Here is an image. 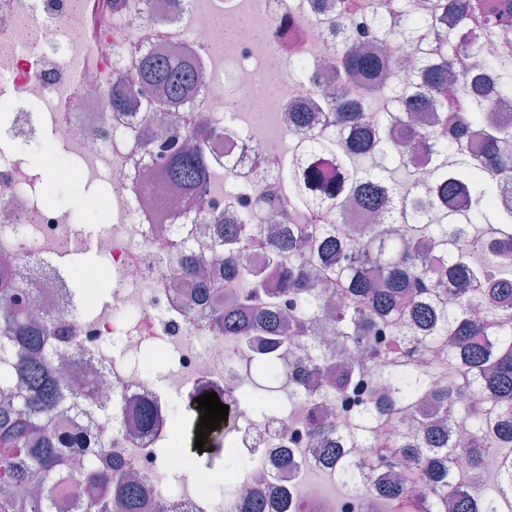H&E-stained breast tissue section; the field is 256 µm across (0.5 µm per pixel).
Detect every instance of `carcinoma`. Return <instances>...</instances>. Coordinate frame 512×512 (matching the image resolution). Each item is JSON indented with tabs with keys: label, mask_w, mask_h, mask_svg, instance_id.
Masks as SVG:
<instances>
[{
	"label": "carcinoma",
	"mask_w": 512,
	"mask_h": 512,
	"mask_svg": "<svg viewBox=\"0 0 512 512\" xmlns=\"http://www.w3.org/2000/svg\"><path fill=\"white\" fill-rule=\"evenodd\" d=\"M512 24V0H429L422 15L404 8L402 0H336V13L326 18L333 33L336 81L358 80L361 102L343 96L327 101L323 117L340 140H353V153L341 165L324 163L325 147L311 133L312 113L291 112L304 144L292 146L295 162L283 172L292 205L303 210L305 223L290 224L263 239L249 225L276 211L270 192L254 197L253 210L235 221L212 225L215 261L224 248L242 245L264 252L280 270L279 287L266 288L261 272L243 263L224 270V283L238 285L243 299L205 314L212 330H233L240 336H262L260 364L267 383L242 393L257 414L282 410L267 393L283 371L275 364L278 346L294 339L306 343L307 357L288 363V376L302 379L317 372L336 405L355 406L353 436L370 453L359 462L333 457L336 474L347 485L359 482L365 470L398 465L401 476L372 487L380 501L405 512H512V266H498L494 255L512 241V211L497 207L496 198L512 190V155L500 146L512 141V51L489 52L498 31ZM399 37L405 52L415 56L411 74L390 77L367 42L378 33ZM202 69L175 51L151 54L129 71L131 81L160 86L170 100H186L202 83ZM114 111L132 116L138 127L155 122L161 103L105 95ZM431 112L427 128L413 116ZM379 122L374 140L369 119ZM185 143L167 139L164 166L157 183L202 203L211 186L217 157L211 143L228 141L227 131L202 124L191 113L170 116ZM477 136L483 151L473 154L467 138ZM431 159L419 171L411 157ZM407 171L408 188L393 201L392 175ZM351 205L367 215L380 214L400 224L399 235L382 224H370L360 246L345 240L334 224L321 223L327 204ZM449 212V221L434 224L431 212ZM499 229L502 245L490 247L486 263L469 261L456 237L464 225ZM169 249L183 275L198 279L201 258L188 241ZM450 280L456 298L439 284ZM334 314L322 322L343 350L356 348L362 357L345 362L329 349H315L310 325L328 301ZM52 330L25 307L11 272L0 267V512H54L52 500L40 491L24 496L15 488L62 479L83 483L87 501L76 512H145L141 482L128 470L105 469L89 446V434L54 426L61 409L92 419L90 408L64 392L50 362ZM425 373L435 367L448 372V382L431 386L417 377H401L403 369ZM427 402L440 411L441 422L413 414ZM420 421L401 432L406 416ZM467 419L471 442L455 436L454 423ZM310 433L336 447L343 437L336 421L318 406L311 408ZM466 449L469 473L461 474L458 457ZM499 448L500 469L494 491L480 489V457Z\"/></svg>",
	"instance_id": "obj_1"
}]
</instances>
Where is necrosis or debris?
Segmentation results:
<instances>
[{
    "label": "necrosis or debris",
    "mask_w": 512,
    "mask_h": 512,
    "mask_svg": "<svg viewBox=\"0 0 512 512\" xmlns=\"http://www.w3.org/2000/svg\"><path fill=\"white\" fill-rule=\"evenodd\" d=\"M0 0V260L9 261L34 309L50 319L60 339L51 354L66 383L94 386V420L75 415L71 426L87 428L104 460H120L148 485L153 504L174 502L183 512H238L236 496L224 488L262 495L269 512H378L366 506L362 488L397 471L365 472L360 490L336 497L306 480L324 452L309 437L304 406L293 415H257L240 390L253 379L256 344L213 332L197 308L196 290L176 277L167 247L193 229L200 255L211 251L208 226L248 209L253 194L268 188L292 158L284 150L291 136L288 111L320 100L309 85L288 80L269 57L301 56L309 70H326L332 46L322 26L335 14V0H322V15L309 0ZM184 50L202 66L204 82L191 100L169 101L166 112H194L204 124L236 133L239 164L234 180L245 194L226 198L216 168L215 188L204 206L173 200L170 191L154 196L144 180L157 167L155 143L174 134L153 127L147 143L132 136L125 118L113 116L103 94L121 85L127 94L159 98L158 88L122 81L142 54ZM233 93L268 106L273 126L253 124L232 111L224 95ZM50 140L60 161L55 177L89 189L88 203L107 224L93 239L112 280L107 301L91 306L97 281L73 285L64 262L82 242L72 211L48 200L47 171L25 158L28 148ZM160 350L164 374L143 368L139 356ZM220 393L233 409L225 436L245 471L232 473L209 464L189 470L176 446L173 408L189 394ZM151 405L155 424L138 428L136 407ZM292 465L280 467L281 458Z\"/></svg>",
    "instance_id": "obj_1"
}]
</instances>
